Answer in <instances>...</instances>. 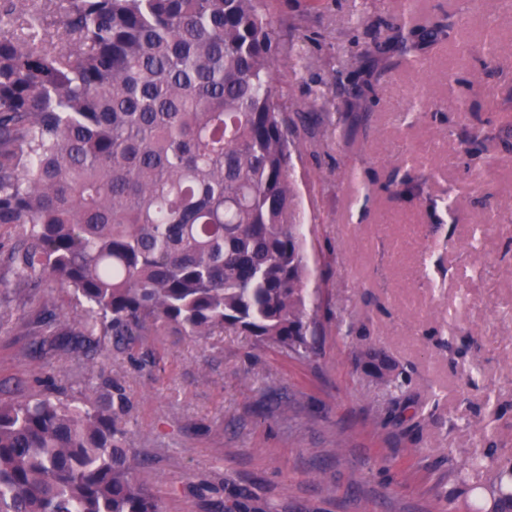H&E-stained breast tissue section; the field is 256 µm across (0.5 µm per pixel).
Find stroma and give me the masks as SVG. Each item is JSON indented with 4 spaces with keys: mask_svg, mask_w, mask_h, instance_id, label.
Returning a JSON list of instances; mask_svg holds the SVG:
<instances>
[{
    "mask_svg": "<svg viewBox=\"0 0 512 512\" xmlns=\"http://www.w3.org/2000/svg\"><path fill=\"white\" fill-rule=\"evenodd\" d=\"M360 3L277 0L274 17L283 103L319 114L291 170L319 291L316 358L229 330L167 329L103 337L93 360L38 356L46 312L66 329L77 302L51 281L10 289L16 234L0 229V399L77 400L91 380L106 398L117 385L127 446L161 512H466L460 465L492 442L512 460V208L482 204L512 197V6L488 27L480 0H370L358 25ZM409 5L421 23L447 17L459 41L425 45L415 64L383 56L366 114L350 112L337 74L378 18ZM405 181L412 192H390ZM370 345L410 375L405 393L357 368ZM408 400L432 417L412 418Z\"/></svg>",
    "mask_w": 512,
    "mask_h": 512,
    "instance_id": "35a3bbf8",
    "label": "stroma"
}]
</instances>
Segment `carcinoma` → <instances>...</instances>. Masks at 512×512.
I'll return each instance as SVG.
<instances>
[{"instance_id":"cac0c4a2","label":"carcinoma","mask_w":512,"mask_h":512,"mask_svg":"<svg viewBox=\"0 0 512 512\" xmlns=\"http://www.w3.org/2000/svg\"><path fill=\"white\" fill-rule=\"evenodd\" d=\"M275 0H59L57 41L28 0H0V227L16 230L15 287L52 280L81 314L44 319V352L102 354L147 327L232 330L262 347L319 354L316 292L290 177L312 113L279 105ZM381 23L372 63L448 41L444 19ZM361 371L401 392L409 377L377 350ZM123 408L33 396L0 401V512H160L125 446ZM469 484V512L512 502V465Z\"/></svg>"}]
</instances>
